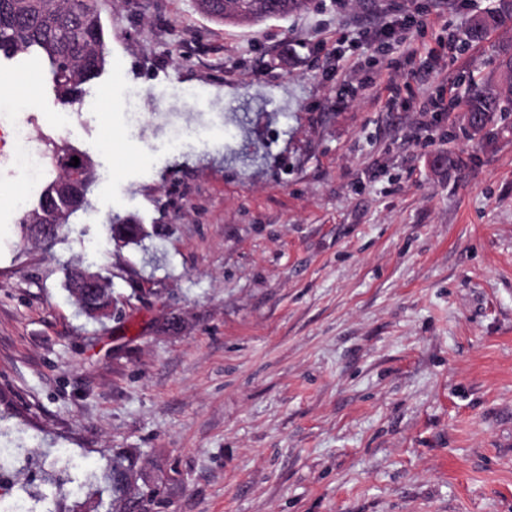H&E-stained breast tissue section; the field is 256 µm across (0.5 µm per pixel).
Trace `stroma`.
Wrapping results in <instances>:
<instances>
[{
	"label": "stroma",
	"mask_w": 512,
	"mask_h": 512,
	"mask_svg": "<svg viewBox=\"0 0 512 512\" xmlns=\"http://www.w3.org/2000/svg\"><path fill=\"white\" fill-rule=\"evenodd\" d=\"M494 2L311 0L234 27L195 0H105L111 65L68 129L53 95L27 106L95 173L51 249L25 239L12 200L38 195L0 156V448L43 507L109 502L122 452L151 512H512V131L420 112L496 83L512 29L463 43ZM399 10L453 51L318 46ZM378 76L393 106L348 93ZM116 214L140 242L115 244ZM74 266L110 277L111 318L69 296ZM40 455L79 498L28 483Z\"/></svg>",
	"instance_id": "35a3bbf8"
}]
</instances>
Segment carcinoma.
Masks as SVG:
<instances>
[{"label":"carcinoma","instance_id":"carcinoma-1","mask_svg":"<svg viewBox=\"0 0 512 512\" xmlns=\"http://www.w3.org/2000/svg\"><path fill=\"white\" fill-rule=\"evenodd\" d=\"M308 0H224V16L216 20L254 25L269 19H285L307 8ZM512 22V0H498L496 7L475 17L465 31L466 43H480L493 31ZM0 55L14 59L31 57L38 61L42 80L39 89L62 102L73 104L85 93V86L98 78L109 64L105 41L102 0H0ZM500 85L473 84L465 104L466 120L480 118L479 135H494L497 123L512 113V53L504 51L498 60ZM53 147L49 157L47 186L66 178L57 164ZM72 269L66 289L80 308L89 311L113 303L112 286L94 298H83L75 288ZM133 468L129 458L117 453L108 460L106 472L112 480V501L104 512H148L141 486L123 484V474Z\"/></svg>","mask_w":512,"mask_h":512}]
</instances>
